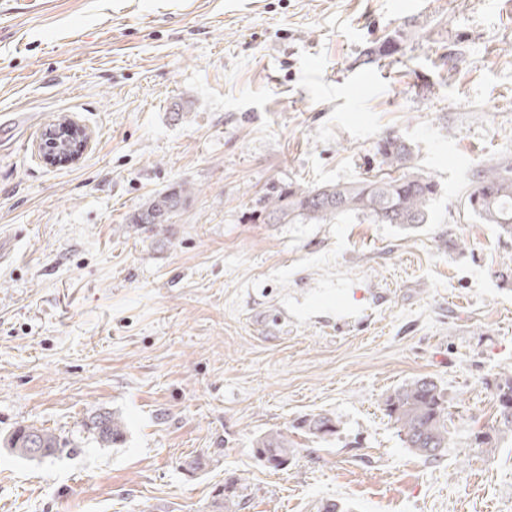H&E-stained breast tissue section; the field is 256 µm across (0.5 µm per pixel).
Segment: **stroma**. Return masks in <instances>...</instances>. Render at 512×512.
I'll list each match as a JSON object with an SVG mask.
<instances>
[{"mask_svg": "<svg viewBox=\"0 0 512 512\" xmlns=\"http://www.w3.org/2000/svg\"><path fill=\"white\" fill-rule=\"evenodd\" d=\"M398 34L392 57L366 55ZM0 512H512V435L494 454V383L512 370V238L463 208L472 172L512 161V0H0ZM90 146L52 167L58 118ZM438 184L414 230L291 224L288 183L386 172V134ZM186 184L170 223L132 228ZM421 376L449 446L401 442L385 397ZM124 443L99 445L93 412ZM328 412L336 436L292 431ZM290 429L288 467L254 440ZM190 194L191 189L184 185L158 192L132 214L129 224L138 227L142 224H153V226L168 224L174 214L185 204ZM91 429L100 445H118L125 439L127 424L117 412H99L91 418ZM30 437H34L38 441L40 448H38L36 442H30L29 445L28 440ZM7 447L10 448L17 457L34 461L43 454V451L44 454L42 458L53 457L60 450L61 441L51 430L32 424L18 428L7 440ZM29 447L31 455L36 458L28 454L27 448Z\"/></svg>", "mask_w": 512, "mask_h": 512, "instance_id": "stroma-1", "label": "stroma"}]
</instances>
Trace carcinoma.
<instances>
[{
    "mask_svg": "<svg viewBox=\"0 0 512 512\" xmlns=\"http://www.w3.org/2000/svg\"><path fill=\"white\" fill-rule=\"evenodd\" d=\"M377 152L388 166L401 169L409 161L411 148L396 135L388 134L377 144ZM438 193V183L418 173L394 177L389 173L355 183L322 186L288 184L268 199L269 214L278 219L308 224H343L351 217H363L374 224H397L415 229L431 221L430 205ZM191 189L177 185L155 194L135 211L129 223L134 226L168 224L185 204ZM466 211L486 224H495L512 237V165H483L476 169L464 199ZM496 426L476 436L478 445L494 453L497 436L512 433V374L495 382ZM384 411L393 422L405 447L435 460L448 447V402L437 381L420 377L402 383L388 394ZM97 442L118 445L125 439L127 424L117 412H99L91 418ZM306 435L327 439L338 433L339 420L329 414H307L292 424ZM43 448V457H53L61 441L51 430L35 425L18 428L7 440V447L19 458L28 454L29 438ZM260 461L273 468H285L293 457L294 442L281 431H270L254 442ZM240 507L237 482L224 484L217 494V512H237Z\"/></svg>",
    "mask_w": 512,
    "mask_h": 512,
    "instance_id": "carcinoma-1",
    "label": "carcinoma"
}]
</instances>
